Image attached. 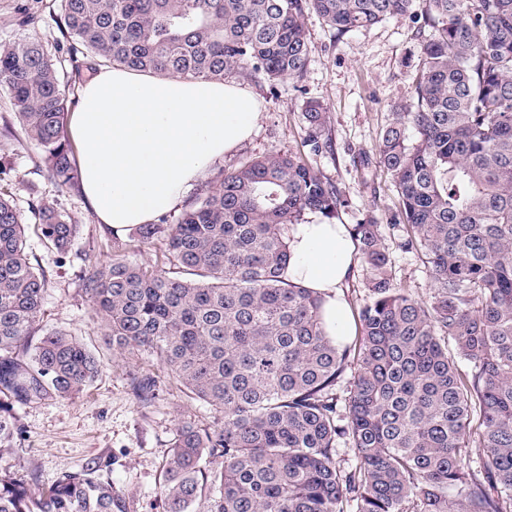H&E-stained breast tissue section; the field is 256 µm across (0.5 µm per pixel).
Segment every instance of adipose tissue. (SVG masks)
<instances>
[{
    "label": "adipose tissue",
    "mask_w": 512,
    "mask_h": 512,
    "mask_svg": "<svg viewBox=\"0 0 512 512\" xmlns=\"http://www.w3.org/2000/svg\"><path fill=\"white\" fill-rule=\"evenodd\" d=\"M260 116L255 96L235 85L98 67L69 126L82 152L86 199L115 231L151 223L180 206L213 164L249 139ZM285 235L289 281L322 295L329 336L354 335L342 290L356 261L347 225L312 213L287 225Z\"/></svg>",
    "instance_id": "ef3b65f1"
}]
</instances>
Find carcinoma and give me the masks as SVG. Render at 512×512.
Returning <instances> with one entry per match:
<instances>
[{"instance_id": "cac0c4a2", "label": "carcinoma", "mask_w": 512, "mask_h": 512, "mask_svg": "<svg viewBox=\"0 0 512 512\" xmlns=\"http://www.w3.org/2000/svg\"><path fill=\"white\" fill-rule=\"evenodd\" d=\"M413 2L61 0L57 25L78 76L120 64L201 80L261 75L274 87L306 72L309 11L344 35ZM428 4L434 34L421 44L416 98L378 154L399 196L400 247L424 256L429 299L393 282L371 215L350 226L371 297L349 341L327 336L322 298L285 278L283 226L338 219L348 204L309 162L330 147L318 100L304 107L307 152L221 170L177 223L133 227L129 238L161 243L170 270L117 255L89 273L113 352L155 359L214 417L178 421L158 483L164 512H512V0ZM0 88L55 192L79 191L56 60L34 40L0 45ZM32 212L44 245L68 253L78 225L52 200ZM47 284L10 183L0 185V393L21 401L69 397L102 368L64 331L34 339ZM132 384L152 401L154 378ZM14 431L0 414V459ZM100 471L41 487L0 465V512H128Z\"/></svg>"}]
</instances>
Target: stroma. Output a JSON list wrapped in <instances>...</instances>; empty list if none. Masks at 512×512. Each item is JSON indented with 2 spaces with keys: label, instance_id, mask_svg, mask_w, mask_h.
Wrapping results in <instances>:
<instances>
[{
  "label": "stroma",
  "instance_id": "1",
  "mask_svg": "<svg viewBox=\"0 0 512 512\" xmlns=\"http://www.w3.org/2000/svg\"><path fill=\"white\" fill-rule=\"evenodd\" d=\"M425 8V0H417L413 14L342 36L316 14H309L310 55L304 77L297 82L284 80L273 88L259 75L244 80V87L259 101L261 119L253 136L220 164L229 171L240 161L273 150H300L305 136L304 103L310 98L322 101L333 151L312 158V166L345 194L349 206L340 215L341 223L353 224L369 214L378 220L394 283L422 300L432 292L431 279L420 254L399 247L401 232L394 224L397 194L379 163L376 144L393 112L415 94L420 44L433 34L416 21ZM26 13L35 16V23L22 24ZM59 14V0H0V45L33 39L56 53L64 41L57 26ZM0 157L11 164L9 180L26 223L34 221L29 201L37 194L56 199L58 208L79 226L77 240L65 255L46 248L37 237L29 239L48 278L40 333L68 331L103 361L95 381L70 397L19 403L0 394V412L13 415L16 423L12 452L0 461L42 486L62 473L105 461L109 467L102 476L126 496L129 512H162L155 491L176 424L192 418L207 425L211 414L145 356L121 359L107 344L85 282L92 265L111 260L112 232L99 223L84 194L56 195L40 152L28 141L21 124L0 133ZM136 374L156 379L157 395L151 404L135 398L131 378Z\"/></svg>",
  "mask_w": 512,
  "mask_h": 512
}]
</instances>
